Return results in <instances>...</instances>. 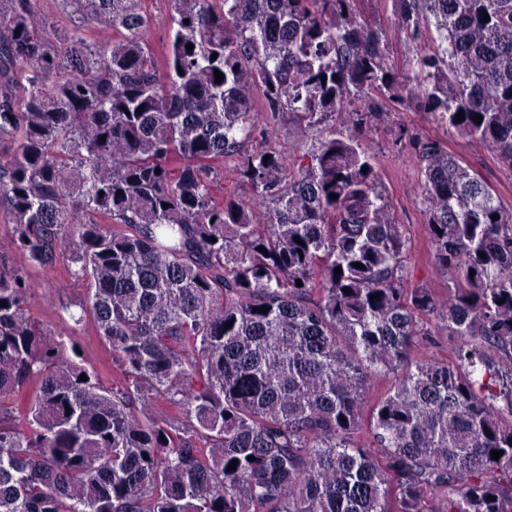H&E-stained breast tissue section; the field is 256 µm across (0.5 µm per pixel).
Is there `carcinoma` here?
Segmentation results:
<instances>
[{
  "label": "carcinoma",
  "instance_id": "1",
  "mask_svg": "<svg viewBox=\"0 0 512 512\" xmlns=\"http://www.w3.org/2000/svg\"><path fill=\"white\" fill-rule=\"evenodd\" d=\"M66 2L122 37L60 41L0 0L7 248L79 265L124 384L70 358L0 266V512H512V210L398 132L448 280L415 286L361 136L388 99L512 164V0H394L412 40L432 19L441 41L419 96L350 0H169L161 62L141 0ZM257 95L315 132L294 162L271 125L241 151ZM230 156L250 195L220 203ZM442 334L450 356L416 357Z\"/></svg>",
  "mask_w": 512,
  "mask_h": 512
}]
</instances>
